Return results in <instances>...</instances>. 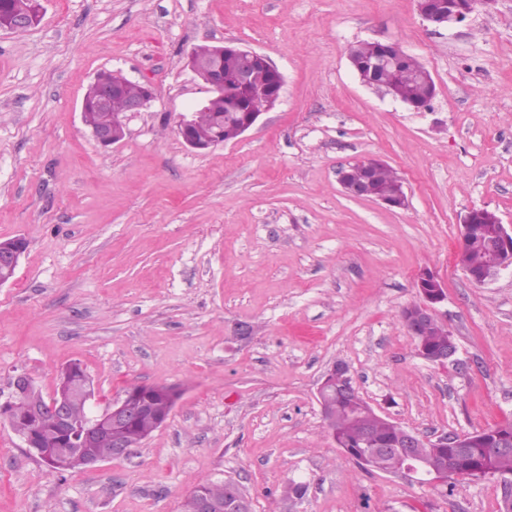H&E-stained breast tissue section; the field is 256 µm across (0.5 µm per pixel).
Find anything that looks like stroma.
<instances>
[{
  "instance_id": "obj_1",
  "label": "stroma",
  "mask_w": 512,
  "mask_h": 512,
  "mask_svg": "<svg viewBox=\"0 0 512 512\" xmlns=\"http://www.w3.org/2000/svg\"><path fill=\"white\" fill-rule=\"evenodd\" d=\"M39 4L36 26L0 32V239L28 242L0 286V402L20 373L51 396L71 363L97 410L135 385L180 397L127 457L64 475L0 420V512H180L208 478L236 481L252 512H499L493 478L359 468L317 389L344 363L378 413L429 438L512 420V273L481 285L459 258L469 210L512 226V0L444 27L417 0ZM360 41L416 57L430 105L363 84ZM220 43L267 56L285 84L239 139L195 151L178 122L208 92L186 57ZM102 70L154 89L108 148L81 120ZM368 158L399 173L406 207L345 195L339 170ZM424 268L447 293V365L399 317ZM291 481L308 491L288 503Z\"/></svg>"
}]
</instances>
